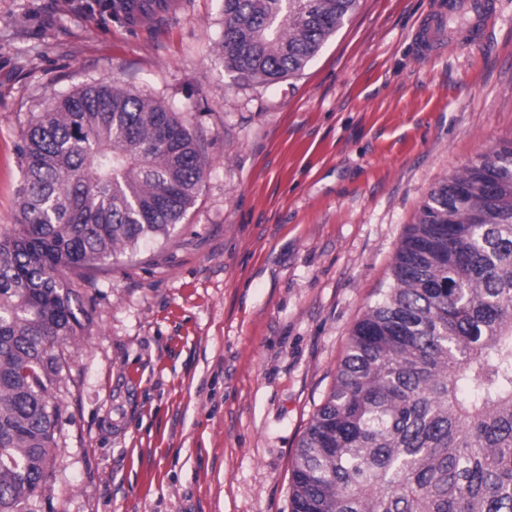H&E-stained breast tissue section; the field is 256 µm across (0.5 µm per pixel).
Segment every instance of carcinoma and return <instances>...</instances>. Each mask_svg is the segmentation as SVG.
<instances>
[{
	"mask_svg": "<svg viewBox=\"0 0 512 512\" xmlns=\"http://www.w3.org/2000/svg\"><path fill=\"white\" fill-rule=\"evenodd\" d=\"M359 0H224V67L305 69ZM0 227V512L57 454L52 390L82 329L60 270L169 234L205 171L176 113L89 85L33 116ZM291 512H512V140L443 179L355 323L291 472Z\"/></svg>",
	"mask_w": 512,
	"mask_h": 512,
	"instance_id": "1",
	"label": "carcinoma"
}]
</instances>
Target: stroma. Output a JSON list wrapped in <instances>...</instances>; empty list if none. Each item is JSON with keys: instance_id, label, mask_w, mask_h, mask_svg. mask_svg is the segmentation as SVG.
Segmentation results:
<instances>
[{"instance_id": "35a3bbf8", "label": "stroma", "mask_w": 512, "mask_h": 512, "mask_svg": "<svg viewBox=\"0 0 512 512\" xmlns=\"http://www.w3.org/2000/svg\"><path fill=\"white\" fill-rule=\"evenodd\" d=\"M130 28L95 0H0V226L33 113L108 83L202 144L167 237L85 273L30 512H290L299 440L428 193L512 139V0L484 41L422 58L437 0H359L299 76L224 67L223 0Z\"/></svg>"}]
</instances>
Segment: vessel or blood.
Here are the masks:
<instances>
[{
    "mask_svg": "<svg viewBox=\"0 0 512 512\" xmlns=\"http://www.w3.org/2000/svg\"><path fill=\"white\" fill-rule=\"evenodd\" d=\"M497 0H439L421 25L420 49L435 54L450 44L465 48L482 41L496 16Z\"/></svg>",
    "mask_w": 512,
    "mask_h": 512,
    "instance_id": "1",
    "label": "vessel or blood"
}]
</instances>
